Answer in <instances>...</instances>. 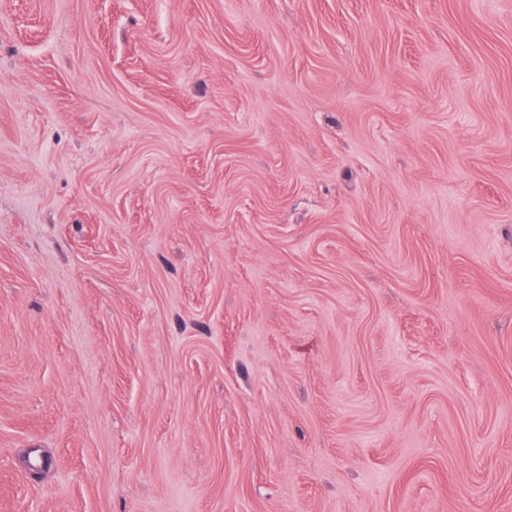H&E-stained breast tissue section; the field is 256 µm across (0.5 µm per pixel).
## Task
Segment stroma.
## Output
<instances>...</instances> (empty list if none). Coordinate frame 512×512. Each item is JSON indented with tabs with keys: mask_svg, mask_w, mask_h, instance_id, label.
Masks as SVG:
<instances>
[{
	"mask_svg": "<svg viewBox=\"0 0 512 512\" xmlns=\"http://www.w3.org/2000/svg\"><path fill=\"white\" fill-rule=\"evenodd\" d=\"M0 512H512V0H0Z\"/></svg>",
	"mask_w": 512,
	"mask_h": 512,
	"instance_id": "obj_1",
	"label": "stroma"
}]
</instances>
